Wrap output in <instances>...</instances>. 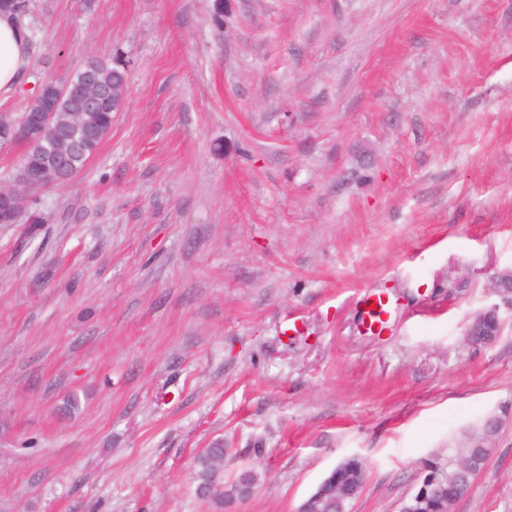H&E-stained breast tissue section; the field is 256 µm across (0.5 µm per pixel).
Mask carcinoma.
Instances as JSON below:
<instances>
[{
    "mask_svg": "<svg viewBox=\"0 0 512 512\" xmlns=\"http://www.w3.org/2000/svg\"><path fill=\"white\" fill-rule=\"evenodd\" d=\"M31 8L30 0H0V10L13 13L17 19L25 17ZM69 91L56 94L52 88L55 112L53 122L41 127L37 139L28 140L25 133V118L30 107L23 111L0 113V145L20 143L24 146L21 163L9 179L10 186L23 187L27 198L23 206L14 209V223L41 224L44 217L34 209L36 194L44 185L34 180L32 170L51 174L55 185L68 183L57 178V166L63 161L71 176H76L86 166L101 142L112 128V113L118 111L127 88L128 75L125 67L110 57H92L81 68L67 78ZM90 84L100 93L98 106L90 111L84 96V86ZM471 433L463 432L454 444V453L448 462L438 465V476L443 481L442 495L449 499L456 494L455 479L458 458L470 445ZM224 454V445L216 442L201 450L195 458V475L199 482L219 481L220 472L211 468V459ZM337 483L356 498L362 490V478L357 464L346 461L336 473ZM408 512H439L422 491H416L406 501Z\"/></svg>",
    "mask_w": 512,
    "mask_h": 512,
    "instance_id": "carcinoma-1",
    "label": "carcinoma"
}]
</instances>
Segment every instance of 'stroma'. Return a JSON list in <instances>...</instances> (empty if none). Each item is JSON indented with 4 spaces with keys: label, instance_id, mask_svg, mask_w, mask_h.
<instances>
[{
    "label": "stroma",
    "instance_id": "35a3bbf8",
    "mask_svg": "<svg viewBox=\"0 0 512 512\" xmlns=\"http://www.w3.org/2000/svg\"><path fill=\"white\" fill-rule=\"evenodd\" d=\"M32 4L0 112L92 55L128 88L43 223L0 224V512H225L217 439L258 476L234 512H297L351 456V512H399L488 415L453 512H512V0ZM363 322L367 331L380 335L388 323L390 314V297L384 291H372L364 299ZM376 306V310H373ZM217 455H224V445L215 442L209 448L201 450L195 458V475L198 482L219 481L222 472L211 468V459Z\"/></svg>",
    "mask_w": 512,
    "mask_h": 512
}]
</instances>
